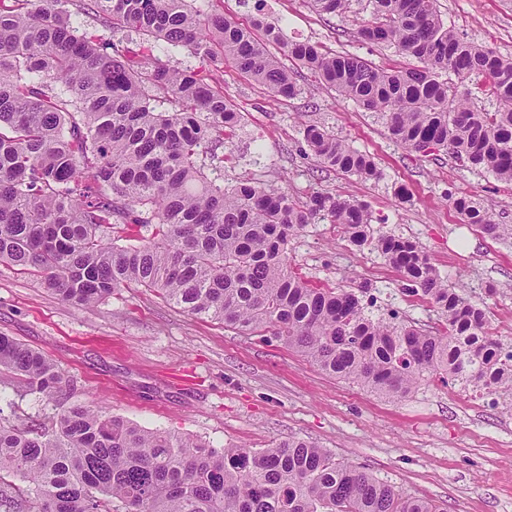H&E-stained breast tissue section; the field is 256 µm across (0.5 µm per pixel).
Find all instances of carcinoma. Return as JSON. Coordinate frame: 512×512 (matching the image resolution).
Returning <instances> with one entry per match:
<instances>
[{
    "mask_svg": "<svg viewBox=\"0 0 512 512\" xmlns=\"http://www.w3.org/2000/svg\"><path fill=\"white\" fill-rule=\"evenodd\" d=\"M71 0H0V262L40 277L63 302L89 306L132 285L150 288L194 316L249 335L274 336L323 373L386 398H403L434 375L466 379L508 396L512 365L486 312L448 288L422 248L370 234L366 204L315 191L305 202L243 180L224 185L205 160L241 121L235 103L192 71L159 59L134 60L77 34ZM358 37L411 57L379 69L349 53L288 42V57L331 89L386 119L392 139L415 153L444 150L462 165L512 185V58L464 41L434 0H370ZM324 15L349 0H307ZM87 12L112 31H134L184 47L204 61L228 60L276 99L299 89L270 52L280 29H253L186 0H89ZM453 73L458 83L442 75ZM484 77L496 100L477 108L463 83ZM172 112L157 111L161 101ZM322 167L364 180L381 176L374 158L327 129H304ZM97 184L78 192L79 180ZM467 224L512 240L470 196L453 201ZM352 244L378 251L445 317L423 331L364 314L352 289L317 288L288 265L289 238L315 218ZM117 224L155 226L139 245H117ZM0 369L26 393L56 399L66 383L42 352L0 333ZM0 512H440L403 496L325 448L290 440L272 448H214L146 430L87 405L60 409L36 429L0 418Z\"/></svg>",
    "mask_w": 512,
    "mask_h": 512,
    "instance_id": "obj_1",
    "label": "carcinoma"
}]
</instances>
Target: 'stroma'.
<instances>
[{"label":"stroma","instance_id":"obj_1","mask_svg":"<svg viewBox=\"0 0 512 512\" xmlns=\"http://www.w3.org/2000/svg\"><path fill=\"white\" fill-rule=\"evenodd\" d=\"M251 25L277 24L284 41L316 43L384 69L407 60L397 49L363 42L368 0H351L345 16L325 17L305 0H188ZM448 26L466 41L512 57V0H436ZM163 62L198 71L244 115L225 139V184L248 179L305 198L331 192L366 203L374 235L419 243L449 286L486 309L501 340L512 339V242L464 224L452 197L474 196L496 222L512 224V186L457 166L445 151L423 157L395 144L381 116L335 92L314 87L295 62L299 94L273 100L235 68L203 63L187 49L152 45ZM327 127L372 156L382 172L365 181L320 168L306 150L304 128ZM288 259L317 287L368 286L376 318L397 316L427 330L441 316L428 297L408 295L401 274L378 252L351 245L318 219L293 236ZM42 351L64 372L68 403L97 407L147 430H167L211 446L270 448L291 438L329 449L336 461L362 466L396 490L431 500L444 512H512V415L433 380L399 400L322 373L270 337L244 335L217 320L187 314L150 289L131 286L77 307L42 288L36 275L0 263V333ZM54 404L25 394L0 372V416L26 425L48 422Z\"/></svg>","mask_w":512,"mask_h":512}]
</instances>
